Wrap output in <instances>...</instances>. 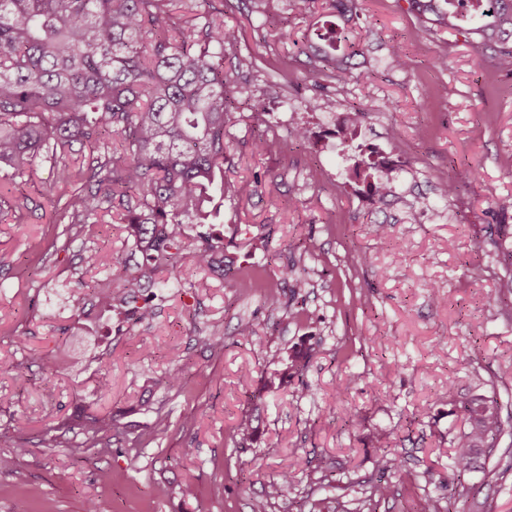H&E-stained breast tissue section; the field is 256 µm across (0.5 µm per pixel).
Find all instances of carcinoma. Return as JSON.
Instances as JSON below:
<instances>
[{"label":"carcinoma","instance_id":"carcinoma-1","mask_svg":"<svg viewBox=\"0 0 512 512\" xmlns=\"http://www.w3.org/2000/svg\"><path fill=\"white\" fill-rule=\"evenodd\" d=\"M408 10L435 27L477 38V49L500 72L512 74V0H407ZM228 0H0V186L16 185L39 164L55 170L46 201L62 224L85 227L101 212L128 225V242L140 256L134 268L109 251H94L86 263L110 276L95 282L92 295L117 316L139 305L156 275L175 268L184 251L185 224H213L224 199L242 187L224 180L233 101L224 73V52L238 32L224 24ZM317 56L328 77L359 78L360 55L352 32L328 21L315 33ZM364 183L392 191L371 157L360 163ZM25 196L0 201V216L21 224L33 212ZM192 260L211 269L224 263L222 237L199 236ZM294 356L267 391L288 387L299 373ZM470 427L452 441L448 469L459 477L480 457H491L503 431L496 398L463 407ZM79 423L90 436L75 451L105 455L98 435L117 429L106 414H87ZM235 447L253 441L252 419L242 416ZM0 470L27 451L4 436ZM377 467L415 485L397 455L377 440ZM294 475L286 470L267 485L254 512L293 503Z\"/></svg>","mask_w":512,"mask_h":512}]
</instances>
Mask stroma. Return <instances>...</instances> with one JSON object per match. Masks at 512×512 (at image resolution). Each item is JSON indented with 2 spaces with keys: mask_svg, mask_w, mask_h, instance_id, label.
<instances>
[{
  "mask_svg": "<svg viewBox=\"0 0 512 512\" xmlns=\"http://www.w3.org/2000/svg\"><path fill=\"white\" fill-rule=\"evenodd\" d=\"M357 13L348 26L363 46L359 81L317 76L309 46L324 8L299 16L288 0H247L224 14L240 35L224 58L234 97L260 96L267 108L260 121L234 113L230 128L228 176L245 191L225 201L219 231L235 276L183 258L146 292L152 319L120 318L94 306L90 286L103 273L84 259L127 253L126 225L113 218L80 234L51 223L49 207L0 223V434L27 446L0 473V512L22 499L30 512H84L90 498L103 512H252L289 464L294 500L315 512H335L380 479L389 493L376 512H419L427 496L452 501L453 512H512V262L486 232L496 201L512 197V76L472 40L428 31L405 0H359ZM393 44L410 69L393 65ZM442 53L444 69L434 65ZM314 96L322 109L305 110ZM352 107L366 111L371 138L424 176L441 219L426 212L408 223L400 200L363 207L335 150L298 146L280 120L293 112L313 126ZM268 127L276 144L255 153ZM453 177L458 195L441 199L436 185ZM290 268L307 280L303 291L285 281ZM243 322L252 335H238ZM298 348L309 353L301 379L267 392ZM175 369L184 389L163 381ZM252 395L254 441L238 448L232 435ZM478 395L498 400L501 451L457 478L450 440L466 425L462 404ZM90 412L111 414L118 429L111 453L84 459L71 448ZM49 432L59 439L51 448ZM379 436L418 488L379 473ZM495 467L503 479L491 480Z\"/></svg>",
  "mask_w": 512,
  "mask_h": 512,
  "instance_id": "1",
  "label": "stroma"
}]
</instances>
